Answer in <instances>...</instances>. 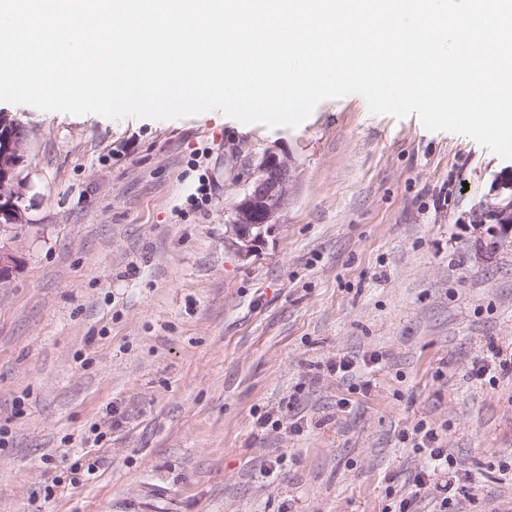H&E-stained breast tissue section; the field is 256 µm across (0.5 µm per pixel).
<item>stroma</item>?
Listing matches in <instances>:
<instances>
[{
	"label": "stroma",
	"mask_w": 512,
	"mask_h": 512,
	"mask_svg": "<svg viewBox=\"0 0 512 512\" xmlns=\"http://www.w3.org/2000/svg\"><path fill=\"white\" fill-rule=\"evenodd\" d=\"M0 112L28 182L0 288V512H432L400 439L421 421L459 463L448 512H512V373L473 374L512 353V233L474 218L512 160L358 94L296 128ZM274 147L290 195L244 258L227 212ZM80 454L98 471L66 483Z\"/></svg>",
	"instance_id": "1"
}]
</instances>
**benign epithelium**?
<instances>
[{"mask_svg": "<svg viewBox=\"0 0 512 512\" xmlns=\"http://www.w3.org/2000/svg\"><path fill=\"white\" fill-rule=\"evenodd\" d=\"M26 135L6 112L0 113V285L7 282L15 257L11 243L18 226L25 223L20 203L26 180L19 171ZM292 182L288 155L267 149L255 164L252 179L243 194L233 202L227 224L233 246L242 257L258 250L265 238L279 226L281 213ZM487 217L506 229H512V203L493 207Z\"/></svg>", "mask_w": 512, "mask_h": 512, "instance_id": "benign-epithelium-1", "label": "benign epithelium"}]
</instances>
